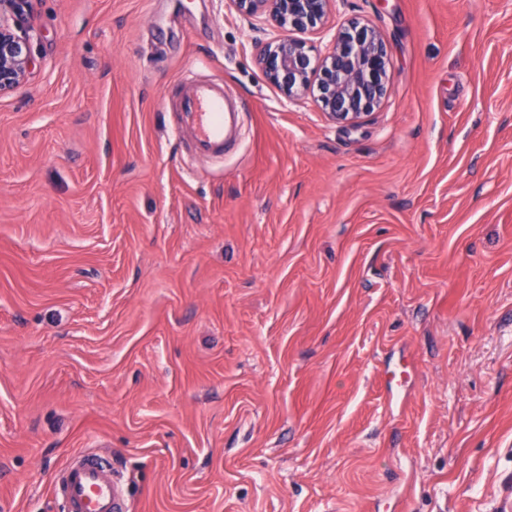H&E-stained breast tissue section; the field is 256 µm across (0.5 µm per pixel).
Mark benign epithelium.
<instances>
[{"instance_id": "benign-epithelium-1", "label": "benign epithelium", "mask_w": 512, "mask_h": 512, "mask_svg": "<svg viewBox=\"0 0 512 512\" xmlns=\"http://www.w3.org/2000/svg\"><path fill=\"white\" fill-rule=\"evenodd\" d=\"M33 0H0V94L13 90L33 65L27 19ZM244 18L266 16L279 28L303 34L262 44L257 63L264 77L293 101L314 92L325 116L354 124L371 115L392 88L390 50L383 32L371 22L353 18L334 36L332 50L319 56L311 36L328 19L334 0H230Z\"/></svg>"}]
</instances>
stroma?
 Instances as JSON below:
<instances>
[{
  "label": "stroma",
  "mask_w": 512,
  "mask_h": 512,
  "mask_svg": "<svg viewBox=\"0 0 512 512\" xmlns=\"http://www.w3.org/2000/svg\"><path fill=\"white\" fill-rule=\"evenodd\" d=\"M357 125L265 80L230 0H35L0 96V512L74 453L128 512H512V0H336ZM246 102L194 155L184 78Z\"/></svg>",
  "instance_id": "35a3bbf8"
}]
</instances>
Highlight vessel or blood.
Listing matches in <instances>:
<instances>
[{"label": "vessel or blood", "mask_w": 512, "mask_h": 512, "mask_svg": "<svg viewBox=\"0 0 512 512\" xmlns=\"http://www.w3.org/2000/svg\"><path fill=\"white\" fill-rule=\"evenodd\" d=\"M243 106L223 84L191 81L182 99L184 125L200 153L223 158L237 145L235 119ZM61 512H125L123 492L112 462L88 451L73 457L54 478Z\"/></svg>", "instance_id": "1"}]
</instances>
